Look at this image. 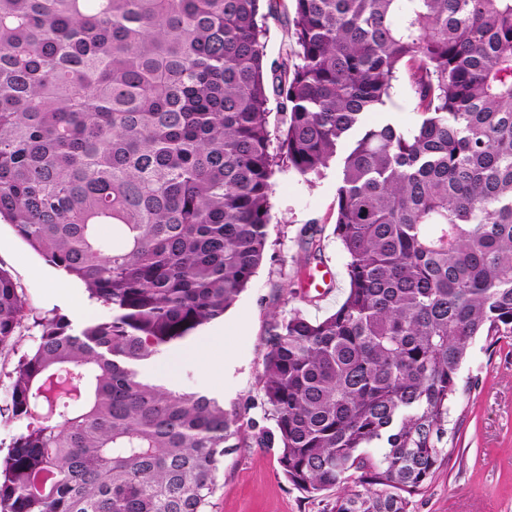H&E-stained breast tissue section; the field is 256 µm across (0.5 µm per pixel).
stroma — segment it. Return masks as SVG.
Instances as JSON below:
<instances>
[{
	"instance_id": "35a3bbf8",
	"label": "stroma",
	"mask_w": 512,
	"mask_h": 512,
	"mask_svg": "<svg viewBox=\"0 0 512 512\" xmlns=\"http://www.w3.org/2000/svg\"><path fill=\"white\" fill-rule=\"evenodd\" d=\"M293 16V0H276L262 21L269 69L278 68L295 48ZM369 120L402 127L420 122L406 79L395 81L387 106ZM339 184L335 161L310 183L293 172L277 175L268 247L251 283L223 319L159 355L152 374L180 390H206L223 399L225 409L273 428L259 383L272 320L296 312L312 320L324 318L348 292L347 257L334 232ZM308 258L336 271L338 286L329 298L312 302L300 294L298 280ZM0 267L22 289L33 314L64 316L76 329L107 315L78 280L46 262L3 221ZM17 360V354H0V457L25 428L24 421L6 412ZM462 374L475 385L452 414L457 422L454 451L414 496L410 512H512V336L493 344L476 339ZM332 498L329 491L311 494L291 485L280 470L276 449L257 447L248 439L225 455L209 512H329Z\"/></svg>"
}]
</instances>
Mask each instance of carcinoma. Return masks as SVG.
<instances>
[{
    "label": "carcinoma",
    "instance_id": "1",
    "mask_svg": "<svg viewBox=\"0 0 512 512\" xmlns=\"http://www.w3.org/2000/svg\"><path fill=\"white\" fill-rule=\"evenodd\" d=\"M261 2L0 0V219L108 310L33 317L0 267V352L37 329L0 512H206L247 433L331 512H409L451 454L470 345L512 336V0H294L299 62L272 76ZM401 68L423 119L341 161L349 291L272 325L274 428L144 376L250 284L276 172L320 175Z\"/></svg>",
    "mask_w": 512,
    "mask_h": 512
}]
</instances>
